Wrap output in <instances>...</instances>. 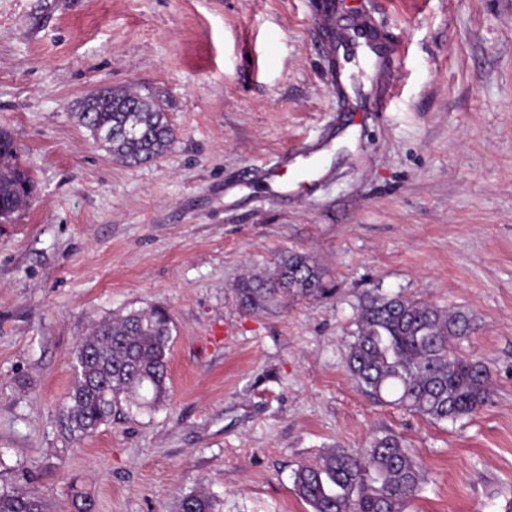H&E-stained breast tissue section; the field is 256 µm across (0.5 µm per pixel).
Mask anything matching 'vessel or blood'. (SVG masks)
Segmentation results:
<instances>
[{"label": "vessel or blood", "instance_id": "vessel-or-blood-1", "mask_svg": "<svg viewBox=\"0 0 512 512\" xmlns=\"http://www.w3.org/2000/svg\"><path fill=\"white\" fill-rule=\"evenodd\" d=\"M328 73L330 84L343 98L346 105H354L361 96L358 75L370 77L380 91L371 98L372 111H382L387 99V79L395 62L394 52L380 41L365 24L354 23L339 31L327 41ZM332 146L331 140L317 144L299 142L279 154L271 167L254 166L250 175L260 180L275 172L287 173V180L280 183V196L287 197L300 188H314L323 175L321 157Z\"/></svg>", "mask_w": 512, "mask_h": 512}]
</instances>
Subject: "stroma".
<instances>
[{
    "instance_id": "35a3bbf8",
    "label": "stroma",
    "mask_w": 512,
    "mask_h": 512,
    "mask_svg": "<svg viewBox=\"0 0 512 512\" xmlns=\"http://www.w3.org/2000/svg\"><path fill=\"white\" fill-rule=\"evenodd\" d=\"M324 15L396 47L385 111H342ZM101 86L163 100L168 151L129 167L95 143L74 114ZM331 122L314 190L248 179ZM0 130L33 182L0 223V485L47 512L198 489L214 512H309L298 463L393 431L425 473L415 512H512V0H0ZM291 251L328 294L243 307L239 280ZM368 291L467 311L489 403L452 425L363 394L343 338ZM152 306L175 325L167 400L77 438L79 341Z\"/></svg>"
}]
</instances>
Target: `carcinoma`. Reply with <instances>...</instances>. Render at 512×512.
Returning <instances> with one entry per match:
<instances>
[{
	"label": "carcinoma",
	"instance_id": "carcinoma-1",
	"mask_svg": "<svg viewBox=\"0 0 512 512\" xmlns=\"http://www.w3.org/2000/svg\"><path fill=\"white\" fill-rule=\"evenodd\" d=\"M75 117L113 159L145 164L169 148L174 128L163 104L136 91L106 88ZM16 149L0 132V217L23 209L32 190L14 163ZM323 271L308 254L290 252L266 276L237 286L243 306L269 310L291 297L324 295ZM356 329L345 342V363L374 400L435 423L457 422L488 404L492 371L465 354L461 343L474 329L462 309H445L401 294L367 293ZM173 320L162 307L133 310L95 325L77 345L76 379L66 409L78 437L94 434L124 402L154 407L166 400ZM293 487L310 512H410L424 475L401 435H374L358 449L334 446L293 471ZM0 512H46L41 490L0 489ZM172 512H213L196 490L179 497Z\"/></svg>",
	"mask_w": 512,
	"mask_h": 512
}]
</instances>
